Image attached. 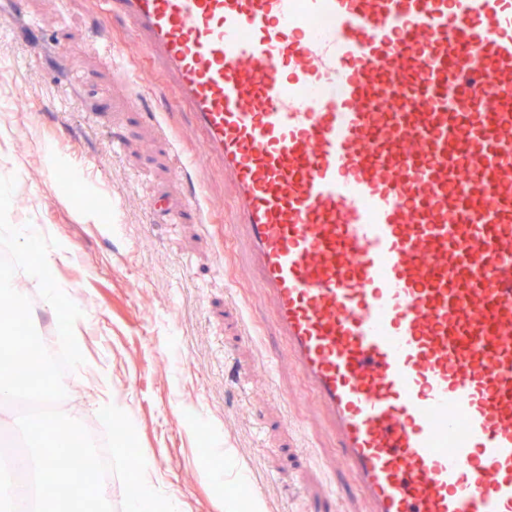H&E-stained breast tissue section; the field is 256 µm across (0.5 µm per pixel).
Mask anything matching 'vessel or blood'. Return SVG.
I'll use <instances>...</instances> for the list:
<instances>
[{
	"label": "vessel or blood",
	"instance_id": "b4317fda",
	"mask_svg": "<svg viewBox=\"0 0 512 512\" xmlns=\"http://www.w3.org/2000/svg\"><path fill=\"white\" fill-rule=\"evenodd\" d=\"M370 512H512V0H103Z\"/></svg>",
	"mask_w": 512,
	"mask_h": 512
}]
</instances>
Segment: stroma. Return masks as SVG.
<instances>
[{
	"instance_id": "35a3bbf8",
	"label": "stroma",
	"mask_w": 512,
	"mask_h": 512,
	"mask_svg": "<svg viewBox=\"0 0 512 512\" xmlns=\"http://www.w3.org/2000/svg\"><path fill=\"white\" fill-rule=\"evenodd\" d=\"M102 35L125 48L129 74L95 49ZM170 97L102 0H0V173L17 178L8 217L58 242L56 278L84 313L86 372L65 381L59 408L98 422L91 402L105 373L149 451L152 488L178 512H329L336 500L366 512L270 303L242 271L244 247L227 230L234 188ZM152 112L165 113L168 133ZM178 151L188 175L175 170ZM193 183L220 214L210 229L167 216ZM246 324L253 340L239 337ZM242 480L260 494L233 495Z\"/></svg>"
}]
</instances>
